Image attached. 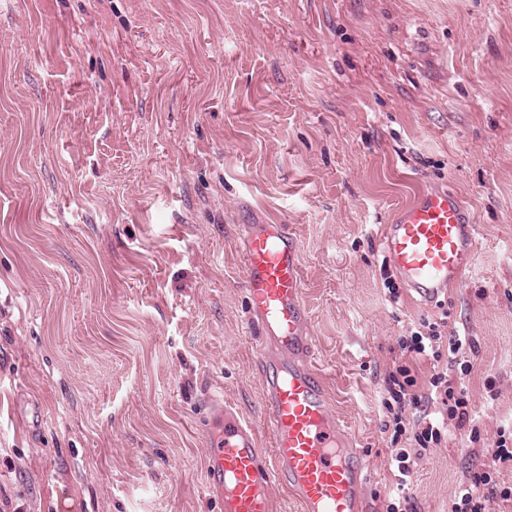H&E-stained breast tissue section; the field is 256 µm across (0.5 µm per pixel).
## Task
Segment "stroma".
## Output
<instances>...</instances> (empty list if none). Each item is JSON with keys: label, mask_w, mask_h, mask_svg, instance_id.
I'll use <instances>...</instances> for the list:
<instances>
[{"label": "stroma", "mask_w": 512, "mask_h": 512, "mask_svg": "<svg viewBox=\"0 0 512 512\" xmlns=\"http://www.w3.org/2000/svg\"><path fill=\"white\" fill-rule=\"evenodd\" d=\"M434 187L476 249L426 305L380 238ZM247 224L298 240L365 512L397 491L401 338L472 342L486 444L449 423L402 491L449 512L512 428V0H0V512H221L203 391L266 430Z\"/></svg>", "instance_id": "1"}]
</instances>
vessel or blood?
Returning <instances> with one entry per match:
<instances>
[{"mask_svg": "<svg viewBox=\"0 0 512 512\" xmlns=\"http://www.w3.org/2000/svg\"><path fill=\"white\" fill-rule=\"evenodd\" d=\"M381 245L406 288L432 303L460 283L475 254L474 226L446 189L421 192L384 225ZM249 324L261 338L264 420L272 445L223 396L201 403L210 427L208 488L224 512H273L281 488L302 512H363L366 468L331 418L302 298L299 246L284 224H249L241 239Z\"/></svg>", "mask_w": 512, "mask_h": 512, "instance_id": "obj_1", "label": "vessel or blood"}]
</instances>
